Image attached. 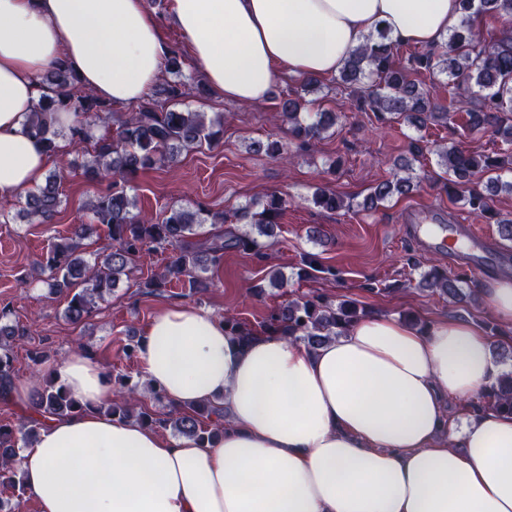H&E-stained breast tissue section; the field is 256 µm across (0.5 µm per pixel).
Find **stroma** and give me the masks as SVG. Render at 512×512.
<instances>
[{
  "label": "stroma",
  "instance_id": "obj_1",
  "mask_svg": "<svg viewBox=\"0 0 512 512\" xmlns=\"http://www.w3.org/2000/svg\"><path fill=\"white\" fill-rule=\"evenodd\" d=\"M300 84V76L279 77L266 101L246 106L225 102L209 88L201 94L190 92L183 108L210 117L223 114L222 139L194 147L176 162L141 172L131 182L130 194L141 215L150 220L162 219L168 207L203 202L212 212L224 214L226 229L236 232L242 229L233 217L239 206L273 193L283 197L285 208L276 235L265 241V259L226 251L221 263L207 271V287L181 282L145 293L142 281L163 263L161 254L150 251L99 301L90 318L72 324L65 317L67 296L50 292L36 268L56 239L69 236L74 225L90 221L87 206L100 186L81 173L84 146L68 145L51 164L62 178L64 193L54 223L28 222L21 213L24 196L10 199L9 220L0 222V309L8 310L9 324L21 330L10 341L16 380H30L36 369L30 359L33 352H44L46 360L39 369L46 372L64 361L79 341L111 372L114 384H141V367L127 347L151 319L176 303L219 318L229 310L256 329L271 309L305 295L323 294L337 302L354 301L372 315L410 313L429 325L442 319L463 320L492 344H499V336L491 331L499 318L487 298L467 305L418 288L420 274L428 266L452 275L467 266L459 252L420 237L416 225L433 213L448 224L476 225L489 239L485 270L476 275V284L511 280L512 241L502 239L496 224L471 212L460 197L449 198L434 150L455 140L470 151L496 156L512 154V143L488 133H469L455 122L430 121L421 128L401 119L380 123L373 113L357 111L352 94L329 77L305 93V109L337 113L336 127L302 146L291 139L276 108L282 92L299 90ZM267 139L281 141L288 159L250 150L251 141ZM400 159L409 161L419 186L375 210H364L371 187L389 178ZM319 187L343 198L345 208L333 213L316 208L311 197ZM313 227L321 229V240L309 238ZM308 255L336 267L338 277L298 278ZM273 269L283 274V287L270 285L268 274Z\"/></svg>",
  "mask_w": 512,
  "mask_h": 512
}]
</instances>
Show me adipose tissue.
<instances>
[{
    "label": "adipose tissue",
    "mask_w": 512,
    "mask_h": 512,
    "mask_svg": "<svg viewBox=\"0 0 512 512\" xmlns=\"http://www.w3.org/2000/svg\"><path fill=\"white\" fill-rule=\"evenodd\" d=\"M461 15V0H172L169 19L208 84L255 105L280 74L335 75L380 31L432 45ZM169 52L143 0H0V199L51 163L30 125L41 75L64 65L132 105ZM136 354L176 407L223 397V436L200 448L99 413L108 373L76 352L51 374L83 412L45 420L15 462L37 512H512V416L444 411L496 373L470 324L377 314L313 349L266 335L244 346L210 312L171 306Z\"/></svg>",
    "instance_id": "1"
}]
</instances>
